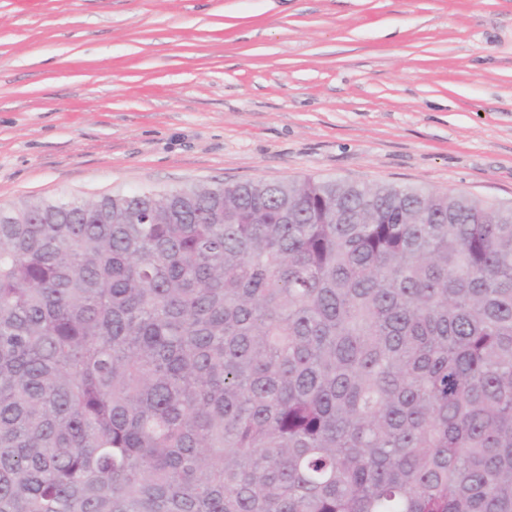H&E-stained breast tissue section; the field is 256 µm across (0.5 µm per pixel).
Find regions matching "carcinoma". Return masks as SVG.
Instances as JSON below:
<instances>
[{
  "label": "carcinoma",
  "instance_id": "obj_1",
  "mask_svg": "<svg viewBox=\"0 0 512 512\" xmlns=\"http://www.w3.org/2000/svg\"><path fill=\"white\" fill-rule=\"evenodd\" d=\"M0 512H512V206L0 207Z\"/></svg>",
  "mask_w": 512,
  "mask_h": 512
}]
</instances>
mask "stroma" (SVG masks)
Masks as SVG:
<instances>
[{
  "instance_id": "35a3bbf8",
  "label": "stroma",
  "mask_w": 512,
  "mask_h": 512,
  "mask_svg": "<svg viewBox=\"0 0 512 512\" xmlns=\"http://www.w3.org/2000/svg\"><path fill=\"white\" fill-rule=\"evenodd\" d=\"M314 177L512 205V0H0V206Z\"/></svg>"
}]
</instances>
